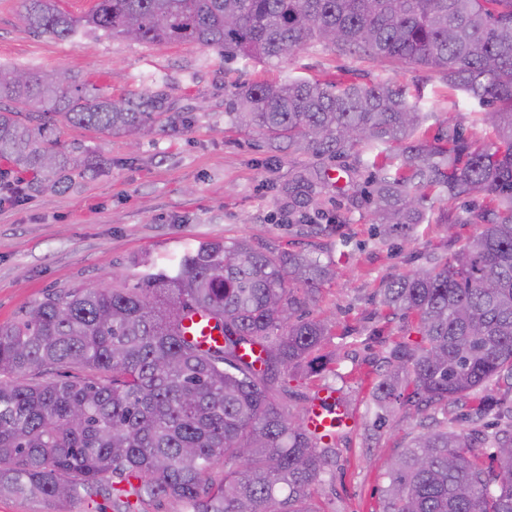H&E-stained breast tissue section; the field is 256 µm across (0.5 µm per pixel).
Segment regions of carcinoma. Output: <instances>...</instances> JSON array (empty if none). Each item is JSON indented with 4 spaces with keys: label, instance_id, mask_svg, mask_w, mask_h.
Wrapping results in <instances>:
<instances>
[{
    "label": "carcinoma",
    "instance_id": "1",
    "mask_svg": "<svg viewBox=\"0 0 512 512\" xmlns=\"http://www.w3.org/2000/svg\"><path fill=\"white\" fill-rule=\"evenodd\" d=\"M19 20L38 35L77 40L88 32L146 44L197 43L224 56L269 61L323 45L381 63L441 73L451 90L491 107L477 122L481 144L448 122L441 143L416 140L426 113L395 83L290 79L242 83L226 102L230 125L271 147L318 162L298 167L281 192L292 202L331 183H352L362 148L397 145L392 171L379 158L369 189L383 239L422 224L429 192L481 195L484 209L437 220L481 230L450 255L393 276L380 303L412 319L415 342L386 346L372 388L376 422L395 408L421 417V431L386 463L382 512H512V0H95L74 16L58 0H25ZM0 67V190L59 192L73 173L104 171L95 151L59 146L57 116L100 134L152 130L167 111L162 93L119 100L86 82ZM134 285L49 293L16 322L0 325V498L37 499L73 512L86 495L136 501L173 498L190 512H317L312 489L335 432L316 434L308 408L283 402L288 381L314 375L335 321L302 309L335 269L304 254L259 250L246 240H204L175 266L148 257ZM200 315L222 340L187 336ZM478 400L476 419L503 426L448 428V415ZM492 448L495 467L481 461ZM224 465V478L209 473ZM137 483H132V480Z\"/></svg>",
    "mask_w": 512,
    "mask_h": 512
}]
</instances>
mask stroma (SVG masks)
Returning <instances> with one entry per match:
<instances>
[{"instance_id":"1","label":"stroma","mask_w":512,"mask_h":512,"mask_svg":"<svg viewBox=\"0 0 512 512\" xmlns=\"http://www.w3.org/2000/svg\"><path fill=\"white\" fill-rule=\"evenodd\" d=\"M23 6L24 0H0V65L61 71L115 99L162 90L171 111L185 113L188 124L173 133L166 115H159L152 133L135 142L123 134L59 125L61 144L95 149L108 171L75 176L61 193H30L0 204V325L16 322L49 292L106 275L136 276L131 261L141 255L170 265L204 239L245 237L261 250L301 252L331 264L335 279L306 310L311 318L336 317L321 349L329 363L320 374L289 379L288 405H303L332 388L352 413L316 488L318 512H382L383 465L413 432L415 416L395 410L388 426L375 430L371 383L381 366V342H413L418 335L410 321L379 305L378 291L383 281L425 264L429 255L456 250L479 227L457 225L452 241L443 225L415 224L383 242L369 204L329 189L319 201L302 204L310 223H289L288 198L280 188L301 158L271 150L258 132L232 127L224 101L242 83L394 82L420 98L427 114L420 135L428 140L441 135L449 119L466 136L479 138L478 101L450 91L429 68L397 67L320 45L262 63L227 60L196 43L152 46L92 35L59 40L21 26ZM321 208L343 219L341 237L321 230Z\"/></svg>"}]
</instances>
